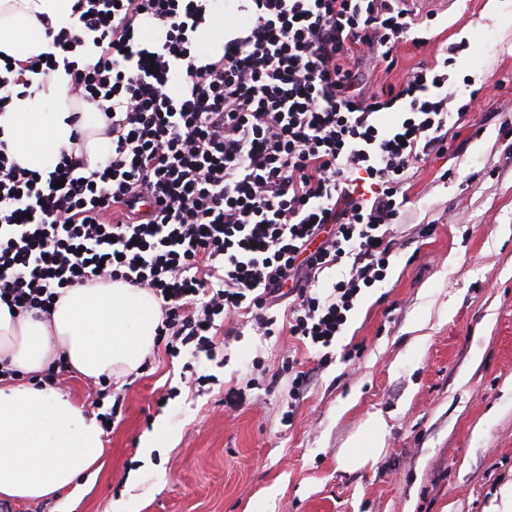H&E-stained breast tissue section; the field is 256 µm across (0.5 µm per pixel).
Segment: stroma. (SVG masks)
<instances>
[{"mask_svg": "<svg viewBox=\"0 0 512 512\" xmlns=\"http://www.w3.org/2000/svg\"><path fill=\"white\" fill-rule=\"evenodd\" d=\"M416 10L436 15L430 45H401L397 68L366 76L395 85L450 54L468 118L446 154L413 169L396 257L329 361L296 346L311 381L292 424L283 346L247 326L217 331L209 357L156 345L103 398L91 393L98 380L68 372L63 391L113 416L106 459L77 489L11 512H499L512 483V132L501 127L512 117V0ZM251 378L243 405L225 409V391ZM374 416L384 453L339 469L340 449Z\"/></svg>", "mask_w": 512, "mask_h": 512, "instance_id": "stroma-1", "label": "stroma"}]
</instances>
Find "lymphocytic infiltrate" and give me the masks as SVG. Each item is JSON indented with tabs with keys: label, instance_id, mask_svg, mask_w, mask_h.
Returning <instances> with one entry per match:
<instances>
[{
	"label": "lymphocytic infiltrate",
	"instance_id": "1",
	"mask_svg": "<svg viewBox=\"0 0 512 512\" xmlns=\"http://www.w3.org/2000/svg\"><path fill=\"white\" fill-rule=\"evenodd\" d=\"M217 3L76 0L73 27L27 62L73 75L112 156L95 170L66 156L43 176L0 140L10 312L38 318L60 289L120 279L160 300L171 354L211 353L216 322L245 316L320 352L386 279L409 171L448 150L449 60L388 88L360 68L394 69L430 19L405 0H235L204 52ZM89 39L100 53L83 65Z\"/></svg>",
	"mask_w": 512,
	"mask_h": 512
}]
</instances>
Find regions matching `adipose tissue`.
<instances>
[{
  "instance_id": "1",
  "label": "adipose tissue",
  "mask_w": 512,
  "mask_h": 512,
  "mask_svg": "<svg viewBox=\"0 0 512 512\" xmlns=\"http://www.w3.org/2000/svg\"><path fill=\"white\" fill-rule=\"evenodd\" d=\"M73 5L74 0H0V52L25 61L46 51L43 17L59 28L71 26ZM28 79L40 100L14 97L10 112L0 116V136L15 160L44 175L68 153L85 155L93 167L104 164L112 138L103 115L85 125L83 141L74 139L71 75L60 70ZM161 319L154 293L123 281L64 289L43 320L11 315L0 302V357L18 371L15 378L0 380V498L27 502L55 496L101 464L106 448L97 419L40 379L60 359L86 378L138 371L156 345ZM383 446L376 424H368L340 450L339 465L347 471L363 468L376 462Z\"/></svg>"
}]
</instances>
